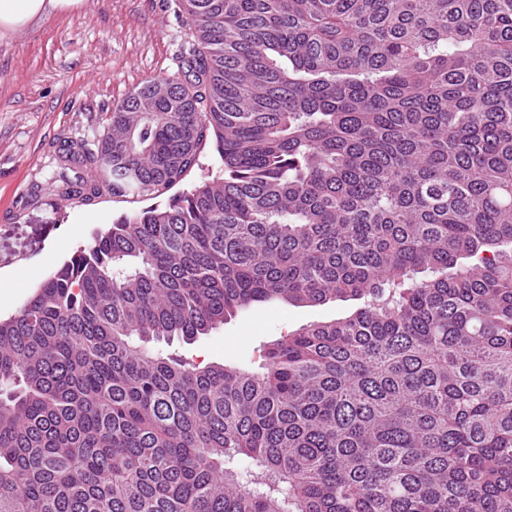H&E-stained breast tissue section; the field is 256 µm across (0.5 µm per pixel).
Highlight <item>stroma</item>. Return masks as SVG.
Instances as JSON below:
<instances>
[{
	"label": "stroma",
	"mask_w": 512,
	"mask_h": 512,
	"mask_svg": "<svg viewBox=\"0 0 512 512\" xmlns=\"http://www.w3.org/2000/svg\"><path fill=\"white\" fill-rule=\"evenodd\" d=\"M190 35L177 0H85L0 37V318L15 314L73 252L145 200L103 192L89 200L45 193L28 205L63 140L101 136L110 112L146 80L175 73ZM55 223H47L48 215ZM356 300L257 303L193 343L159 344L188 361L254 369L265 348L300 327L342 319Z\"/></svg>",
	"instance_id": "35a3bbf8"
}]
</instances>
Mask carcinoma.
<instances>
[{
    "mask_svg": "<svg viewBox=\"0 0 512 512\" xmlns=\"http://www.w3.org/2000/svg\"><path fill=\"white\" fill-rule=\"evenodd\" d=\"M179 5L177 72L30 198L222 174L0 319V512H512V0ZM336 299L255 371L132 341ZM221 169V161L220 158L214 149V146L211 142L207 143L204 149L200 153L199 157V168L196 167L185 179L181 186L176 188L177 190H189L193 186L200 183V181L212 174V177L216 174L218 175Z\"/></svg>",
    "mask_w": 512,
    "mask_h": 512,
    "instance_id": "obj_1",
    "label": "carcinoma"
}]
</instances>
